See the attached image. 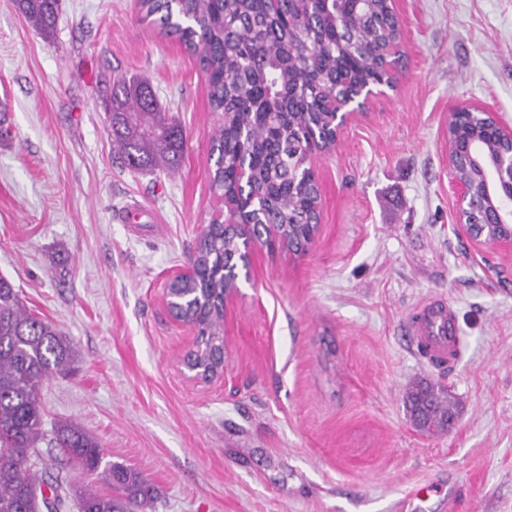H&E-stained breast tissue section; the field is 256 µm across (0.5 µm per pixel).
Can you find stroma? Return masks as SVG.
<instances>
[{"instance_id":"1","label":"stroma","mask_w":512,"mask_h":512,"mask_svg":"<svg viewBox=\"0 0 512 512\" xmlns=\"http://www.w3.org/2000/svg\"><path fill=\"white\" fill-rule=\"evenodd\" d=\"M54 43L0 0V276L79 351L42 388L46 423L95 435L157 490L153 512H512V266L454 231L448 118L486 105L512 127V0H395L394 87L314 158L321 221L307 253L256 248L224 317L221 378H193L194 334L164 289L219 203L208 155L222 116L176 39L138 0H61ZM146 79L186 144L176 173L112 152L103 100ZM503 265V264H502ZM442 299L465 340L435 369L408 337ZM447 387L456 426L430 435L403 400Z\"/></svg>"}]
</instances>
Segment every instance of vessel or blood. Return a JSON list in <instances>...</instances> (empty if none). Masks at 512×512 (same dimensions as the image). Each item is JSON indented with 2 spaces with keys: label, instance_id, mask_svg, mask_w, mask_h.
<instances>
[{
  "label": "vessel or blood",
  "instance_id": "obj_1",
  "mask_svg": "<svg viewBox=\"0 0 512 512\" xmlns=\"http://www.w3.org/2000/svg\"><path fill=\"white\" fill-rule=\"evenodd\" d=\"M410 334L432 365L452 364L461 354L462 338L456 330L454 313L444 304L422 305L412 317Z\"/></svg>",
  "mask_w": 512,
  "mask_h": 512
}]
</instances>
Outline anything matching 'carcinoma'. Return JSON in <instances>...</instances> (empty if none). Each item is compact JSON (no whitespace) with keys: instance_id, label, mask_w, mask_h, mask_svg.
<instances>
[{"instance_id":"1","label":"carcinoma","mask_w":512,"mask_h":512,"mask_svg":"<svg viewBox=\"0 0 512 512\" xmlns=\"http://www.w3.org/2000/svg\"><path fill=\"white\" fill-rule=\"evenodd\" d=\"M26 24L45 42L55 39L59 0H16ZM140 20L176 39L205 72L212 109L224 114L212 136L213 186L239 200L258 224L289 226L287 245L311 233L313 174L304 165L309 139L336 145L327 106L384 72L381 27L395 26L388 0H140ZM112 150L133 170L176 172L185 134L170 122L151 86L118 76L107 96ZM243 243L212 219L191 256L197 278L171 286L176 311L198 324L202 342L224 335L220 311L200 303L232 287ZM75 345L32 313L19 291L0 277V512H36V497L61 512H130L150 506L154 488L141 473L104 461L97 439L72 422L53 430L55 446L89 482L116 494L33 470L44 440L43 384L73 369ZM448 389L420 382L406 400L410 419L435 432L448 421Z\"/></svg>"}]
</instances>
